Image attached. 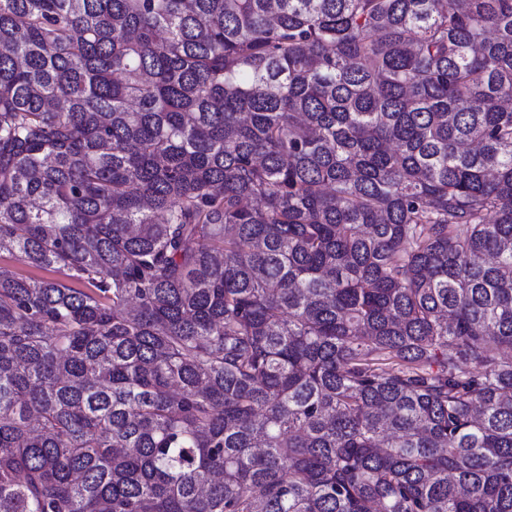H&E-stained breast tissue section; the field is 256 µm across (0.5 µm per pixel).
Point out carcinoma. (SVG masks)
Returning <instances> with one entry per match:
<instances>
[{"label": "carcinoma", "mask_w": 512, "mask_h": 512, "mask_svg": "<svg viewBox=\"0 0 512 512\" xmlns=\"http://www.w3.org/2000/svg\"><path fill=\"white\" fill-rule=\"evenodd\" d=\"M3 250L0 512H512V0H0ZM0 266L8 267L12 271L16 272L21 277L30 278H63L59 273H54L48 270L36 268L21 260H18L15 256L8 253H0Z\"/></svg>", "instance_id": "1"}]
</instances>
